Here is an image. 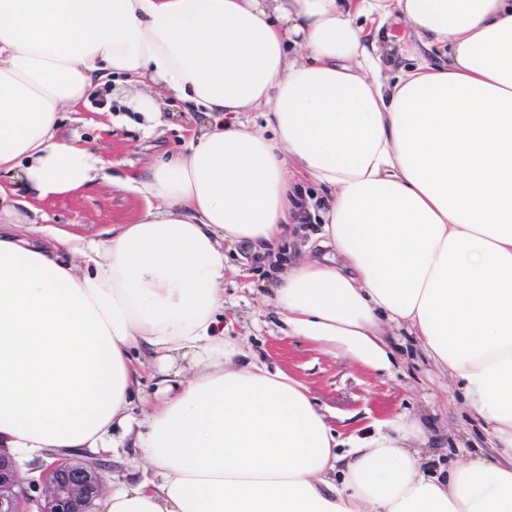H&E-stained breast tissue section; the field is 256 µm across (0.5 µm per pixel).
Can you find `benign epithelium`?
Masks as SVG:
<instances>
[{"mask_svg": "<svg viewBox=\"0 0 512 512\" xmlns=\"http://www.w3.org/2000/svg\"><path fill=\"white\" fill-rule=\"evenodd\" d=\"M110 470L107 455L47 448L31 464L27 493L14 456L0 445V512H93Z\"/></svg>", "mask_w": 512, "mask_h": 512, "instance_id": "1", "label": "benign epithelium"}]
</instances>
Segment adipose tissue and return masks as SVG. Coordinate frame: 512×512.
<instances>
[{
	"label": "adipose tissue",
	"instance_id": "adipose-tissue-1",
	"mask_svg": "<svg viewBox=\"0 0 512 512\" xmlns=\"http://www.w3.org/2000/svg\"><path fill=\"white\" fill-rule=\"evenodd\" d=\"M368 21L418 65L389 80ZM108 84L145 135L172 96L205 120L96 238L0 189V444L131 447L150 473L96 512H512V0H0V173L41 199L104 179L58 128ZM313 215L320 255L279 252ZM237 244L291 335L379 371L384 326L416 337L501 459L426 469L401 417L339 455L307 387L224 336Z\"/></svg>",
	"mask_w": 512,
	"mask_h": 512
}]
</instances>
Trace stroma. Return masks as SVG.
Wrapping results in <instances>:
<instances>
[{
	"mask_svg": "<svg viewBox=\"0 0 512 512\" xmlns=\"http://www.w3.org/2000/svg\"><path fill=\"white\" fill-rule=\"evenodd\" d=\"M180 100H172L156 136L145 137L137 122L114 119L101 102L64 112V137L98 148L107 162L109 181L75 193L35 201L50 224L91 237L116 224L132 223L144 199L124 188L126 179L145 174L155 159L184 151L201 122ZM224 279V328L242 339L251 360L300 379L341 437L371 435L374 421L407 414L420 420L426 438L421 451L433 470H448L473 456H495L483 422L468 412L456 383L426 361L410 336L390 339L392 365L374 370L336 350L283 333L280 316L268 300L261 265L249 248L227 253Z\"/></svg>",
	"mask_w": 512,
	"mask_h": 512,
	"instance_id": "obj_1",
	"label": "stroma"
}]
</instances>
